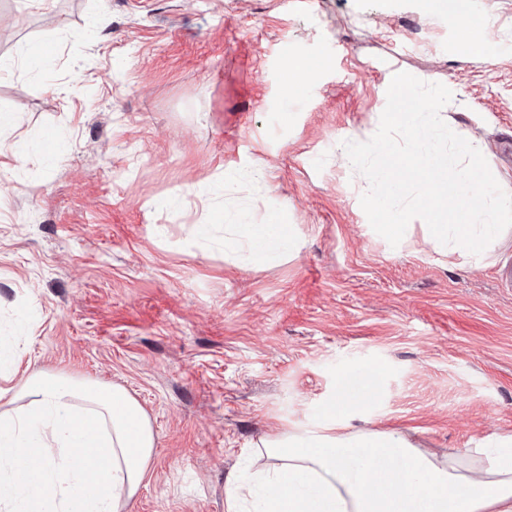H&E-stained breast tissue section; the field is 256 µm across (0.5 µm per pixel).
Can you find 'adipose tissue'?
<instances>
[{
    "label": "adipose tissue",
    "instance_id": "1",
    "mask_svg": "<svg viewBox=\"0 0 512 512\" xmlns=\"http://www.w3.org/2000/svg\"><path fill=\"white\" fill-rule=\"evenodd\" d=\"M255 254L296 250L271 208L239 227ZM0 415V512H123L155 448L152 426L123 388L34 374ZM263 512H512V439L464 466L411 447L397 432L292 433L269 441Z\"/></svg>",
    "mask_w": 512,
    "mask_h": 512
}]
</instances>
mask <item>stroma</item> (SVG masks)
I'll use <instances>...</instances> for the list:
<instances>
[{
    "mask_svg": "<svg viewBox=\"0 0 512 512\" xmlns=\"http://www.w3.org/2000/svg\"><path fill=\"white\" fill-rule=\"evenodd\" d=\"M0 57V413L36 372L124 387L156 442L124 512H227L268 440L335 423L465 464L512 436V227L391 247L342 147L402 70L512 194V0H0ZM297 58L324 66L291 93ZM276 204L296 251L225 250ZM346 376L371 394L336 416ZM490 30L487 25L473 21L465 22L462 32V44L464 48L474 55H483L488 47Z\"/></svg>",
    "mask_w": 512,
    "mask_h": 512,
    "instance_id": "obj_1",
    "label": "stroma"
}]
</instances>
